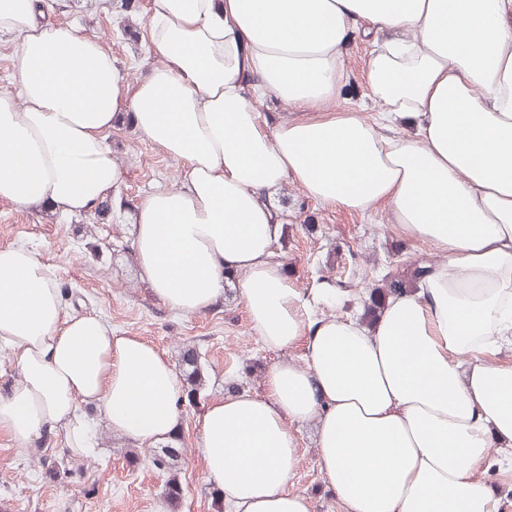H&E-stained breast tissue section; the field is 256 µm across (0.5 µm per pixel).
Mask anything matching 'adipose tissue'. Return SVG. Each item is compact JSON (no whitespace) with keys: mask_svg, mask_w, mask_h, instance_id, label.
Masks as SVG:
<instances>
[{"mask_svg":"<svg viewBox=\"0 0 512 512\" xmlns=\"http://www.w3.org/2000/svg\"><path fill=\"white\" fill-rule=\"evenodd\" d=\"M359 22L398 33L367 59L371 123L324 113ZM0 35L16 44L19 88L0 92V200L90 209L122 180L109 136L132 112L183 166L179 186L137 209L133 245L154 297L190 316L239 272L265 345L308 341L304 365L275 364L264 395L204 412L206 476L233 512H310L288 489L292 422L317 425L320 469L348 512H493L475 473L494 442H512V365L478 356L512 335V0H151L156 62L127 97L111 53L45 20L40 0H0ZM268 92L316 118L267 127L255 101ZM406 115L416 137L381 135ZM289 179L352 210L389 204L447 264L423 296H394L373 333L349 318L307 330L336 291L301 296L273 260L282 222L266 196ZM2 348L20 379L0 394V430L18 447L54 426L67 448L89 447L82 402L136 446L179 426L166 357L65 314L51 268L24 246L0 248Z\"/></svg>","mask_w":512,"mask_h":512,"instance_id":"obj_1","label":"adipose tissue"}]
</instances>
